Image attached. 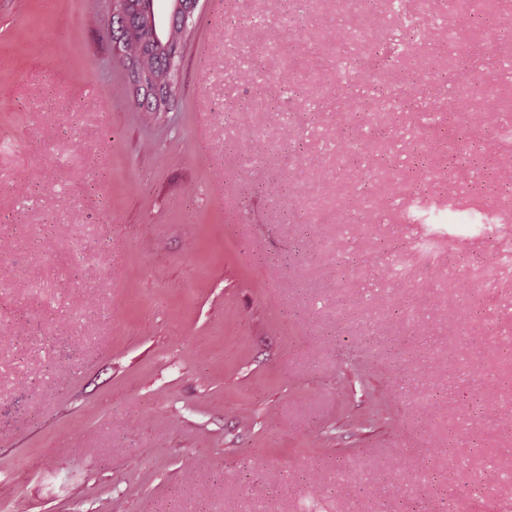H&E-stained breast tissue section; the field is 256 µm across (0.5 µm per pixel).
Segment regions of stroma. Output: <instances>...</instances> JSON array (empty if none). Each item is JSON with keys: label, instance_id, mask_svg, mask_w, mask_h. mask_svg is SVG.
Here are the masks:
<instances>
[{"label": "stroma", "instance_id": "35a3bbf8", "mask_svg": "<svg viewBox=\"0 0 512 512\" xmlns=\"http://www.w3.org/2000/svg\"><path fill=\"white\" fill-rule=\"evenodd\" d=\"M370 0H204L172 112L140 111L110 0H0V490L19 512H512V0L447 42ZM249 42L238 39L241 28ZM309 51L293 68L294 47ZM434 67L369 154L382 111ZM457 98L466 122L448 121ZM435 169L422 223L403 212ZM484 269L493 288L464 289ZM400 388L366 432L383 380Z\"/></svg>", "mask_w": 512, "mask_h": 512}]
</instances>
